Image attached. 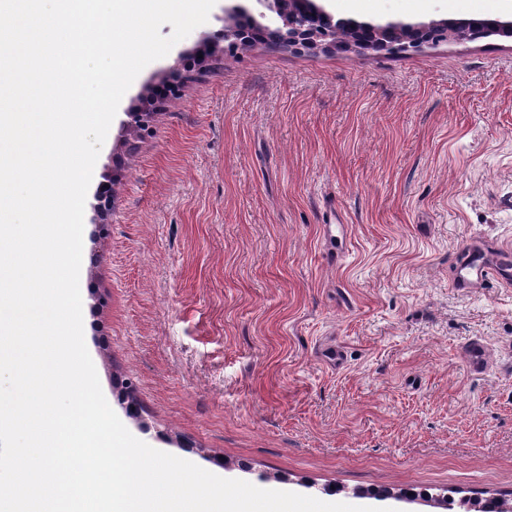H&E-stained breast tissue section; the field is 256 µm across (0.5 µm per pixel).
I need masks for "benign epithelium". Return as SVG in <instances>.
<instances>
[{
	"label": "benign epithelium",
	"mask_w": 512,
	"mask_h": 512,
	"mask_svg": "<svg viewBox=\"0 0 512 512\" xmlns=\"http://www.w3.org/2000/svg\"><path fill=\"white\" fill-rule=\"evenodd\" d=\"M267 5L276 14L264 24L249 17V26L238 27L234 18L244 13L243 8L233 6L224 9V29L218 33L201 35L197 53L224 54L228 46L257 45L256 33L276 32L279 43L294 50H355L370 51L375 54H394L402 48L421 50L429 45L456 42L460 40L462 30L471 26L483 32L499 34L512 38V19L499 18L472 19L467 21L440 20L420 23L387 22L372 24L336 19L315 0H294V6L283 9L280 0H258ZM186 69H175L162 77L158 91L166 97L177 93L185 80ZM154 99L151 93L141 95L136 108L127 113L128 120L123 123L125 132L140 129L148 125L154 111ZM91 209L101 218L112 213V190L109 181H103L93 194Z\"/></svg>",
	"instance_id": "benign-epithelium-1"
}]
</instances>
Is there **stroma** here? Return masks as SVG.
Segmentation results:
<instances>
[{
    "instance_id": "obj_1",
    "label": "stroma",
    "mask_w": 512,
    "mask_h": 512,
    "mask_svg": "<svg viewBox=\"0 0 512 512\" xmlns=\"http://www.w3.org/2000/svg\"><path fill=\"white\" fill-rule=\"evenodd\" d=\"M229 1L140 72L95 165L98 183L121 172L108 232H83L106 400L153 448L262 489L390 512L512 502V284L451 280L463 247L512 248V39L262 43L208 59L123 140L128 109ZM318 2L374 24L491 15L489 0Z\"/></svg>"
}]
</instances>
